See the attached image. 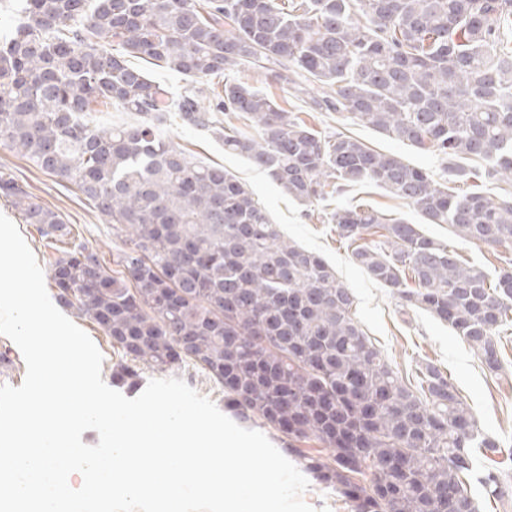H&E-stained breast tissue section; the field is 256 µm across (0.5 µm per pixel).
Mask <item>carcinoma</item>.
Wrapping results in <instances>:
<instances>
[{"label":"carcinoma","mask_w":512,"mask_h":512,"mask_svg":"<svg viewBox=\"0 0 512 512\" xmlns=\"http://www.w3.org/2000/svg\"><path fill=\"white\" fill-rule=\"evenodd\" d=\"M130 57L197 86L175 97ZM242 65L298 94L316 90V112L436 155L440 179L342 132L322 135L242 83L226 80L202 102L208 78ZM108 105L139 120L101 127L97 107ZM170 113L216 133L300 205L369 182L460 240L512 247V0H27L0 44V143L75 185L122 242L112 269L91 247H63L62 217L0 176V197L55 250L58 302L111 339L116 385L137 387L142 366L194 370L353 512H456L460 502L479 512L477 485L502 497L503 450L451 378L429 363L407 386L327 262L285 240L224 167L160 135ZM220 113L248 118L256 135L217 126ZM325 218L369 278L479 359L512 329V259L491 274L421 225L362 205ZM372 228L382 240L357 244ZM310 440L327 453L295 447ZM481 458L492 465L478 469Z\"/></svg>","instance_id":"1"}]
</instances>
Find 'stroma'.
<instances>
[{
  "mask_svg": "<svg viewBox=\"0 0 512 512\" xmlns=\"http://www.w3.org/2000/svg\"><path fill=\"white\" fill-rule=\"evenodd\" d=\"M233 77L237 82L260 89L289 115L303 120L317 132L328 134L340 130L373 150L398 154L430 174L440 172V163L433 154L420 153L352 121L310 111L303 97L295 96L287 86L275 82L266 71L242 66L234 71ZM160 133L194 160L223 166L234 174L255 193L286 239L317 252L335 269L353 290L357 316L367 335L405 383H417L419 364L429 361L437 364L471 406L481 430L496 438L501 448L512 451V338L503 342L501 370L491 373L448 327L425 312L401 309L389 289L370 280L353 264L350 247L340 242L335 225L327 223L324 217L325 205L355 202L389 218L419 222L420 217L412 208L369 183L350 187L344 195L332 197L329 202L302 206L289 200L264 171L225 152L222 140L212 132L183 127L172 116L161 126ZM1 174L12 176L37 202L59 213L72 230V243L93 246L104 260H111L115 251L112 226L94 212L75 186L41 171L20 153L3 145L0 146ZM426 230L434 237L454 242L447 225L430 224ZM454 244L462 259L483 268L499 265L501 258H512L509 247L492 250L481 244Z\"/></svg>",
  "mask_w": 512,
  "mask_h": 512,
  "instance_id": "stroma-1",
  "label": "stroma"
}]
</instances>
